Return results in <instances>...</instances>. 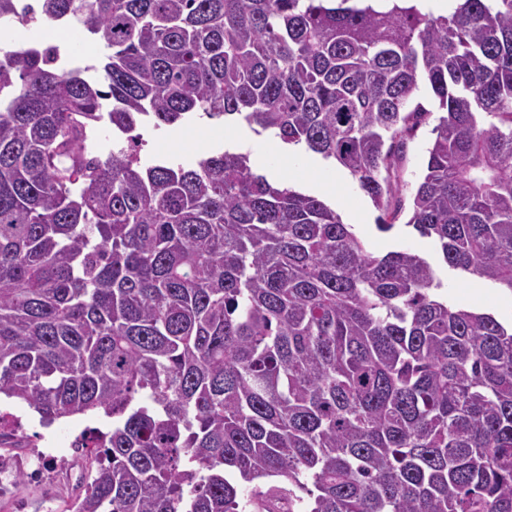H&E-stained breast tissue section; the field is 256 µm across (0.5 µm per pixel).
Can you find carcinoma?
<instances>
[{
  "label": "carcinoma",
  "mask_w": 512,
  "mask_h": 512,
  "mask_svg": "<svg viewBox=\"0 0 512 512\" xmlns=\"http://www.w3.org/2000/svg\"><path fill=\"white\" fill-rule=\"evenodd\" d=\"M25 17L105 51L96 83L0 48V396L112 419L73 512H512V323L250 154L148 163L135 133L243 124L348 170L389 231L425 90L405 226L512 293V0H0Z\"/></svg>",
  "instance_id": "cac0c4a2"
}]
</instances>
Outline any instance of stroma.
Instances as JSON below:
<instances>
[{
    "instance_id": "35a3bbf8",
    "label": "stroma",
    "mask_w": 512,
    "mask_h": 512,
    "mask_svg": "<svg viewBox=\"0 0 512 512\" xmlns=\"http://www.w3.org/2000/svg\"><path fill=\"white\" fill-rule=\"evenodd\" d=\"M431 124L420 125L408 140L404 156L394 170L404 193L411 195L424 168L426 150L432 140ZM142 154L158 155L183 164L193 163L200 154L217 148L262 157L268 177L318 196L332 205L344 223L350 224L367 248L377 254L409 248L437 262L433 244L404 225L388 232L377 229V210L365 197L348 171L305 151L283 149L274 139L256 135L244 125L216 127L212 122H193L155 130L139 126ZM438 275L448 287L450 304L494 313L500 320H512V294L478 279H466L456 271L439 268ZM20 416V425H8L0 434V459L15 463L9 494H0V512H69L82 496L90 464L81 449L71 444L74 434L86 427L109 429L103 417L73 416L43 425L39 415L27 405L0 400V412Z\"/></svg>"
}]
</instances>
